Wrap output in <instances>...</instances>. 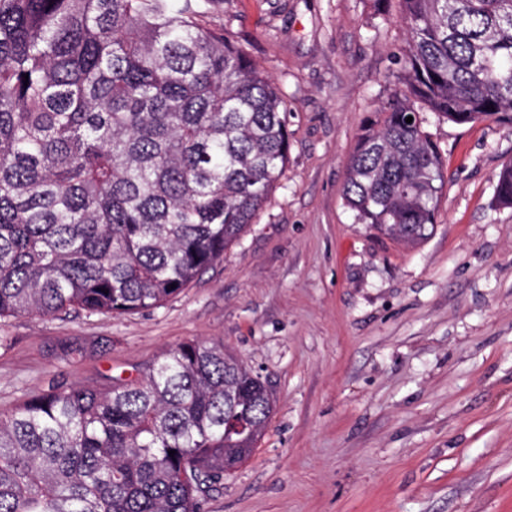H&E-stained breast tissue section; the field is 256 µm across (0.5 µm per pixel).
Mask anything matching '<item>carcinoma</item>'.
<instances>
[{
    "label": "carcinoma",
    "mask_w": 512,
    "mask_h": 512,
    "mask_svg": "<svg viewBox=\"0 0 512 512\" xmlns=\"http://www.w3.org/2000/svg\"><path fill=\"white\" fill-rule=\"evenodd\" d=\"M401 2L406 90L361 128L343 196L415 248L444 184L418 104L512 122V0ZM200 16L199 0H0V320L156 308L253 223L288 163V99ZM494 199L512 207V162ZM272 409L222 342L106 387L51 383L0 410V512H202Z\"/></svg>",
    "instance_id": "obj_1"
}]
</instances>
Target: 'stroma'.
Returning <instances> with one entry per match:
<instances>
[{"mask_svg":"<svg viewBox=\"0 0 512 512\" xmlns=\"http://www.w3.org/2000/svg\"><path fill=\"white\" fill-rule=\"evenodd\" d=\"M200 20L292 102L283 177L223 260L160 307L7 320L0 409L220 341L275 404L204 512H512V208L494 202L512 123L428 115L444 187L433 234L408 251L343 197L357 134L399 88L400 0L385 21L368 0H202Z\"/></svg>","mask_w":512,"mask_h":512,"instance_id":"stroma-1","label":"stroma"}]
</instances>
